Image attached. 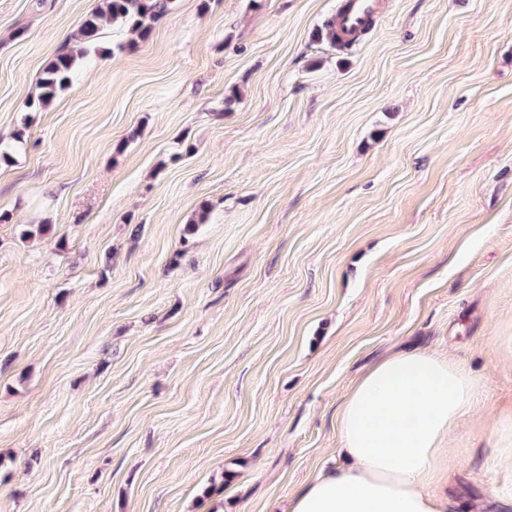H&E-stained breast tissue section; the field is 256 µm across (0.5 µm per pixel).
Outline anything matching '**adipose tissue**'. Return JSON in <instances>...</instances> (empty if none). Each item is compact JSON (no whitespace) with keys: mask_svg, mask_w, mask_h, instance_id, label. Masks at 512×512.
<instances>
[{"mask_svg":"<svg viewBox=\"0 0 512 512\" xmlns=\"http://www.w3.org/2000/svg\"><path fill=\"white\" fill-rule=\"evenodd\" d=\"M478 380L456 361L402 350L373 365L340 404L347 466L318 474L289 512H448L439 464L448 433L473 412Z\"/></svg>","mask_w":512,"mask_h":512,"instance_id":"adipose-tissue-1","label":"adipose tissue"}]
</instances>
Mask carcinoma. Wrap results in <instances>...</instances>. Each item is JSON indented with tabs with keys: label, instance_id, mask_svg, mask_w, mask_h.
Returning a JSON list of instances; mask_svg holds the SVG:
<instances>
[{
	"label": "carcinoma",
	"instance_id": "cac0c4a2",
	"mask_svg": "<svg viewBox=\"0 0 512 512\" xmlns=\"http://www.w3.org/2000/svg\"><path fill=\"white\" fill-rule=\"evenodd\" d=\"M174 0H102L98 11L88 15L81 25L79 44L60 50L43 69L41 93L35 107L47 106L58 92L68 86L79 60L85 58L106 22L128 28L141 39L147 38L153 24L171 9Z\"/></svg>",
	"mask_w": 512,
	"mask_h": 512
}]
</instances>
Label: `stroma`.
I'll return each mask as SVG.
<instances>
[{
	"label": "stroma",
	"mask_w": 512,
	"mask_h": 512,
	"mask_svg": "<svg viewBox=\"0 0 512 512\" xmlns=\"http://www.w3.org/2000/svg\"><path fill=\"white\" fill-rule=\"evenodd\" d=\"M0 0V512H286L338 463L336 407L409 346L479 381L450 512L512 486V0ZM206 212L203 224L190 220ZM98 11L88 15L81 25V41L60 50L43 69L41 93L32 106L43 108L68 86L70 76L79 60L85 58L105 22L127 27L141 39H146L153 24L171 9L174 0H101ZM379 0H343L337 30L346 42H353L367 27L378 9ZM494 452L501 463L512 466V405L500 413L495 424Z\"/></svg>",
	"instance_id": "1"
}]
</instances>
